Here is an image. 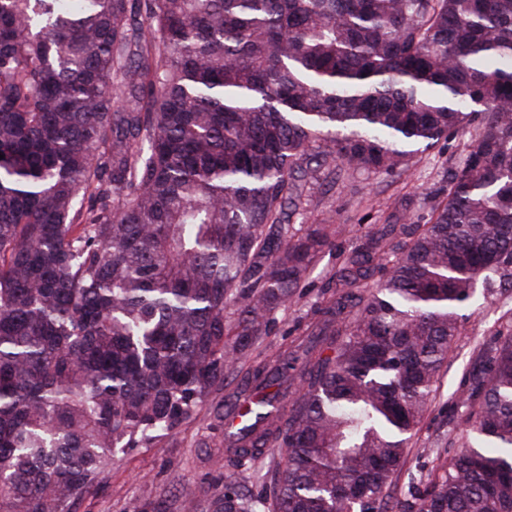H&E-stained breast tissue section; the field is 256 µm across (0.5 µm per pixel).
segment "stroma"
<instances>
[{"label": "stroma", "instance_id": "obj_1", "mask_svg": "<svg viewBox=\"0 0 512 512\" xmlns=\"http://www.w3.org/2000/svg\"><path fill=\"white\" fill-rule=\"evenodd\" d=\"M470 144L469 135H458L443 150L419 154L402 174L358 172L344 183L314 188L306 204L309 221L331 225L336 231L335 246L324 251L309 271L300 298L277 312L273 333L251 354V361L271 358L285 330L309 320L345 253L369 225L387 222L396 201L410 200L413 214L425 215L427 192L440 185L446 168L458 161ZM505 310V305L480 296L466 308L465 330L454 346L451 367L442 375L428 413L408 441L405 465L392 488L394 497L407 498L414 487L424 485L454 456L460 418L451 399L465 390L479 367L477 343L512 330V318ZM241 378L238 371L229 375L190 419L155 445L116 454L96 489L78 500L72 512H187L189 502L202 505L216 497L228 478L256 494L271 491L276 477L271 459L238 467L224 461L222 434L212 408L237 388Z\"/></svg>", "mask_w": 512, "mask_h": 512}]
</instances>
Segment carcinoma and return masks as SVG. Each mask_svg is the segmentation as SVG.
I'll use <instances>...</instances> for the list:
<instances>
[{
	"mask_svg": "<svg viewBox=\"0 0 512 512\" xmlns=\"http://www.w3.org/2000/svg\"><path fill=\"white\" fill-rule=\"evenodd\" d=\"M455 133L428 215L372 227L218 414L227 464L286 455L214 512H512V332L390 497L461 311L512 291V0H0V512H71L247 361L332 244L291 224L308 186Z\"/></svg>",
	"mask_w": 512,
	"mask_h": 512,
	"instance_id": "obj_1",
	"label": "carcinoma"
}]
</instances>
